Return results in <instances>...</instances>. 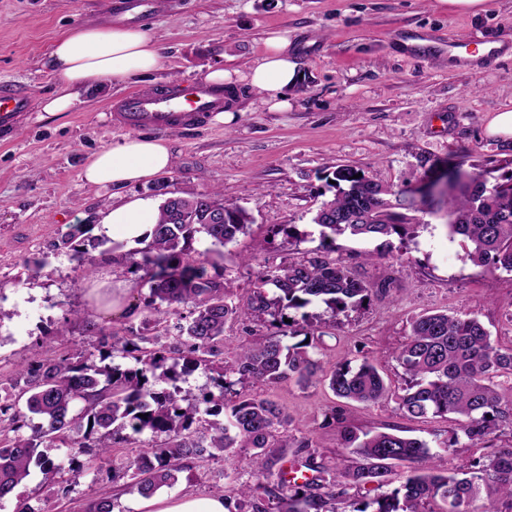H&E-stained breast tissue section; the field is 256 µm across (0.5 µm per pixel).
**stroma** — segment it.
Listing matches in <instances>:
<instances>
[{
  "mask_svg": "<svg viewBox=\"0 0 512 512\" xmlns=\"http://www.w3.org/2000/svg\"><path fill=\"white\" fill-rule=\"evenodd\" d=\"M108 0H0V90L27 96L31 107L13 132L0 134V391L11 392L17 370L34 354L56 358L78 348L95 352L85 330L93 321L124 327L123 314L102 308L100 287L126 286L130 300L147 295L129 261L105 243L103 212L131 197L160 203L156 186L172 192L222 191L246 207L253 222L223 249L224 283L246 297L268 265L312 257L319 228L312 218L338 191L337 166L364 170L401 187L417 185L425 160L452 164L466 159L488 181L512 169V138L489 136L490 118L512 108V0H483L479 9L446 7L439 0H154L141 27L159 42L161 67L148 75L79 93V104L58 116L38 104L54 93L46 67L54 40L71 28L109 25ZM287 33L300 78L288 88V107L269 110L247 75L261 58L271 32ZM426 34L432 51L415 50ZM460 53L445 51L447 41ZM492 44L493 55H478ZM232 74L237 93L234 119L167 134L174 157L157 180L122 188L84 181L87 157L126 137L112 121L114 101L131 91L200 81L209 68ZM86 228L84 247L97 260L85 275L63 239L71 225ZM297 228V238L280 233ZM468 245L449 238L443 215H429L414 238L393 241L340 236L334 259L367 283L388 282L386 297L339 315L322 310L327 366L339 361L378 363L393 390L403 385L393 357L413 318L448 311L477 318L492 340L512 345V272L480 267ZM270 395L295 423L293 443L311 444L329 466L355 461L340 447L343 426L361 430L395 426L436 450L438 469L452 471L512 445L503 431L490 448L452 443L455 425L444 418L413 421L395 400L346 404L327 384L249 387ZM131 448L111 455L82 454L72 483L29 481L0 499V512H17L27 501L37 512H83L98 490L114 495V512H143L129 479L113 480V461L134 456ZM252 451L230 459L195 460L161 496L209 495L232 499L252 482Z\"/></svg>",
  "mask_w": 512,
  "mask_h": 512,
  "instance_id": "stroma-1",
  "label": "stroma"
}]
</instances>
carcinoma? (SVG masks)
Wrapping results in <instances>:
<instances>
[{"label":"carcinoma","instance_id":"obj_1","mask_svg":"<svg viewBox=\"0 0 512 512\" xmlns=\"http://www.w3.org/2000/svg\"><path fill=\"white\" fill-rule=\"evenodd\" d=\"M361 177H356V174ZM335 197L319 206L312 221L320 227L314 256L266 268L250 294L234 300L224 286L221 248L245 233L253 222L243 206L224 200L222 192L180 195L162 184L156 224L126 253L129 269L139 275L148 295L128 308V326L120 336L112 329L86 323L97 337L99 358L79 351L59 358L35 359L18 372L15 395L0 396V498L14 491L32 472L46 481L62 474V464L39 450L44 442L71 449L72 456L93 449L108 454L137 444L132 459L113 464L116 474L133 480L149 498L178 481L189 461L204 456L229 459L236 448L254 451L255 480L242 485L229 512H336V498L365 489L377 495L351 502V512H425L431 501L441 512H498L502 498L512 502V448H500L455 472L436 468L428 444L395 428L362 431L346 426L341 447L360 457L336 470L319 460L307 443L294 446L287 431L292 419L273 399L239 395L236 385L274 387L289 379L300 384L328 382L339 399L377 404L389 397L378 367L363 359L327 370L322 363L323 333L305 312L302 322H286L288 311L324 305L338 315L363 306L387 291L359 279L329 258L336 237L411 239L420 226L418 214L444 212L450 236L468 242L469 260L477 266L512 271V170L488 192L475 183L477 173L465 161L441 170L430 164L422 184L394 188L360 170L339 166ZM84 229L77 226L63 244L72 247L91 272L96 259L78 248ZM208 247L200 251L195 243ZM276 290L270 298L266 288ZM270 317L271 326L295 338L285 345L278 336H256L230 360L224 355V325L247 324ZM140 323H135V320ZM134 360L121 367L115 353ZM403 371L398 410L408 418L450 417L456 424L450 444L463 437L472 447L505 429L512 430V346L491 340L474 317L427 312L411 323L396 351ZM220 371L211 378L217 392L195 394L179 383L197 370ZM222 403L227 421L211 423L196 436L195 425ZM146 418H141V415ZM407 465L400 484L386 492L392 463ZM112 494L104 490L85 512H113Z\"/></svg>","mask_w":512,"mask_h":512}]
</instances>
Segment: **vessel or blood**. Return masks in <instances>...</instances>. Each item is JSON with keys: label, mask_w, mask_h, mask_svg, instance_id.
Returning a JSON list of instances; mask_svg holds the SVG:
<instances>
[{"label": "vessel or blood", "mask_w": 512, "mask_h": 512, "mask_svg": "<svg viewBox=\"0 0 512 512\" xmlns=\"http://www.w3.org/2000/svg\"><path fill=\"white\" fill-rule=\"evenodd\" d=\"M27 106L26 98L0 91V133L12 131ZM223 106V95L205 84H177L163 90L129 93L113 107L112 118L125 129L163 135L194 129Z\"/></svg>", "instance_id": "b4317fda"}]
</instances>
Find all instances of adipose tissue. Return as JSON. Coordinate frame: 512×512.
Listing matches in <instances>:
<instances>
[{
  "mask_svg": "<svg viewBox=\"0 0 512 512\" xmlns=\"http://www.w3.org/2000/svg\"><path fill=\"white\" fill-rule=\"evenodd\" d=\"M264 56L248 74L249 83L264 95L272 110L286 107L285 88L296 79L297 64L289 53L286 34L274 32L265 39ZM161 51L154 39L138 27L86 25L70 29L53 44L48 68L56 91L39 103L40 111L56 115L73 110L81 89L104 82H122L160 68ZM173 164V154L164 139L125 137L122 142L93 153L83 169L86 182L122 187L151 180ZM157 212L150 201L132 199L117 203L101 224L113 237L127 243L142 238L155 224ZM223 494L207 496L151 497L146 512H228Z\"/></svg>",
  "mask_w": 512,
  "mask_h": 512,
  "instance_id": "1",
  "label": "adipose tissue"
}]
</instances>
